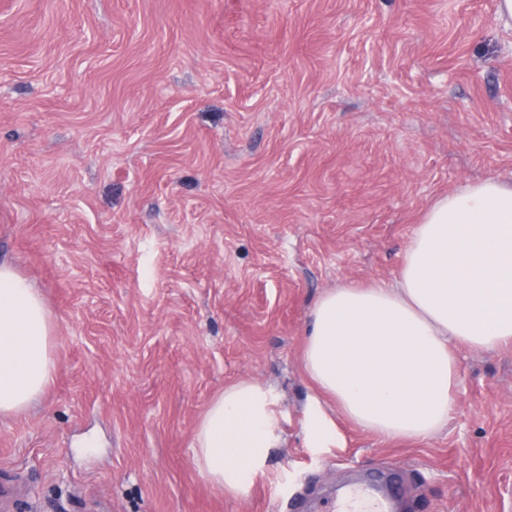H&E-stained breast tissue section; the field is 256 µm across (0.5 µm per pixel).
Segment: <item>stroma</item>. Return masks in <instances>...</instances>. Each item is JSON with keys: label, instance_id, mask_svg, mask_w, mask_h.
I'll use <instances>...</instances> for the list:
<instances>
[{"label": "stroma", "instance_id": "35a3bbf8", "mask_svg": "<svg viewBox=\"0 0 512 512\" xmlns=\"http://www.w3.org/2000/svg\"><path fill=\"white\" fill-rule=\"evenodd\" d=\"M512 177L497 0H0V262L37 288L54 380L0 417V512H512V347L457 348L447 428L306 447L314 301L398 277L438 196ZM251 380L284 442L248 494L198 474ZM372 498H367L360 490L351 492V499L358 500L362 509H348L349 504L344 498H336V512H394L395 498L385 492L383 489L373 486L364 487Z\"/></svg>", "mask_w": 512, "mask_h": 512}]
</instances>
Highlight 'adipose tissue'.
<instances>
[{
	"instance_id": "1",
	"label": "adipose tissue",
	"mask_w": 512,
	"mask_h": 512,
	"mask_svg": "<svg viewBox=\"0 0 512 512\" xmlns=\"http://www.w3.org/2000/svg\"><path fill=\"white\" fill-rule=\"evenodd\" d=\"M50 313L13 265L0 263V415L26 411L53 380ZM512 345V182L466 185L415 225L395 284L345 281L310 310L302 365L312 392L311 448L340 442L337 418L385 441H423L458 405L455 347ZM282 440L270 388L226 386L198 424L201 477L243 496Z\"/></svg>"
}]
</instances>
